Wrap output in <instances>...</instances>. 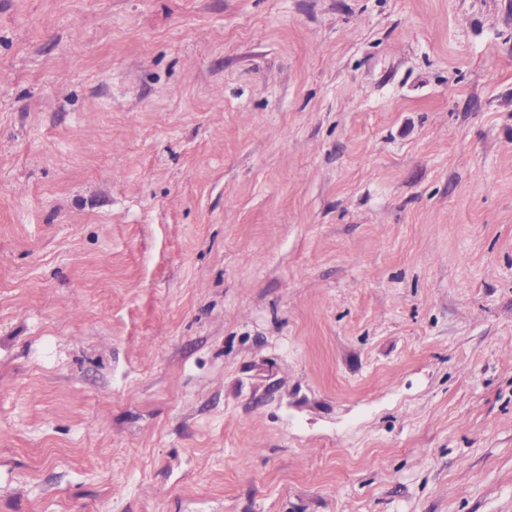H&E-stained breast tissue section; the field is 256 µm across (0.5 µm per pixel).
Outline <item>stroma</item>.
I'll use <instances>...</instances> for the list:
<instances>
[{
    "label": "stroma",
    "mask_w": 512,
    "mask_h": 512,
    "mask_svg": "<svg viewBox=\"0 0 512 512\" xmlns=\"http://www.w3.org/2000/svg\"><path fill=\"white\" fill-rule=\"evenodd\" d=\"M0 512H512V0H0Z\"/></svg>",
    "instance_id": "35a3bbf8"
}]
</instances>
